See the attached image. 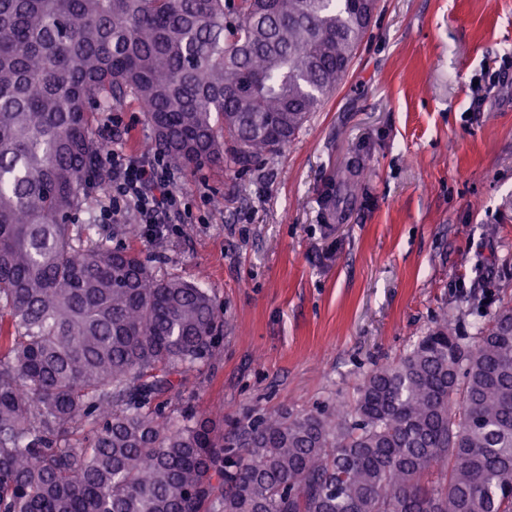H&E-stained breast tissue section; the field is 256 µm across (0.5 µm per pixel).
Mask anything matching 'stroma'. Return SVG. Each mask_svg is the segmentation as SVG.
Wrapping results in <instances>:
<instances>
[{
  "label": "stroma",
  "mask_w": 512,
  "mask_h": 512,
  "mask_svg": "<svg viewBox=\"0 0 512 512\" xmlns=\"http://www.w3.org/2000/svg\"><path fill=\"white\" fill-rule=\"evenodd\" d=\"M177 187L190 223L118 239L224 310L171 412L229 425L348 403L442 316L472 335L512 304V0H378L290 145Z\"/></svg>",
  "instance_id": "obj_1"
}]
</instances>
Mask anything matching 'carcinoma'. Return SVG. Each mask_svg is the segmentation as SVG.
Returning <instances> with one entry per match:
<instances>
[{
  "instance_id": "carcinoma-1",
  "label": "carcinoma",
  "mask_w": 512,
  "mask_h": 512,
  "mask_svg": "<svg viewBox=\"0 0 512 512\" xmlns=\"http://www.w3.org/2000/svg\"><path fill=\"white\" fill-rule=\"evenodd\" d=\"M370 26L356 0H0V512H512V306L470 338L443 318L350 406L219 432L165 409L224 310L71 224L92 113L134 101L177 165L243 171Z\"/></svg>"
}]
</instances>
